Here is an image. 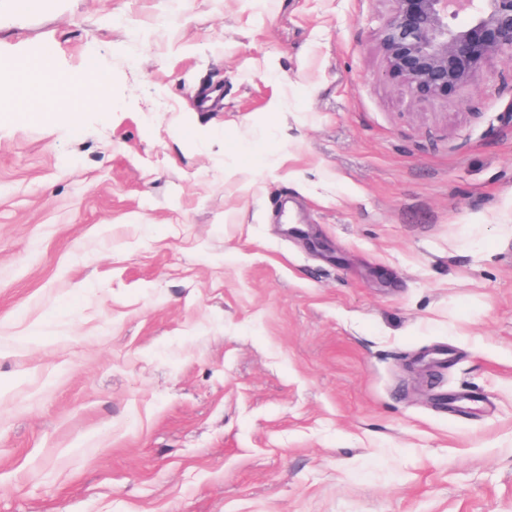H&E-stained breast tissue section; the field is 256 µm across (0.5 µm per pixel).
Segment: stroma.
Returning a JSON list of instances; mask_svg holds the SVG:
<instances>
[{
	"label": "stroma",
	"instance_id": "obj_1",
	"mask_svg": "<svg viewBox=\"0 0 512 512\" xmlns=\"http://www.w3.org/2000/svg\"><path fill=\"white\" fill-rule=\"evenodd\" d=\"M391 0H0V512H512V63ZM278 104L270 112V104ZM379 34L386 72L418 97L448 98L491 59H512V0H392ZM469 16L465 24L454 19ZM17 93V113L22 117L47 118L51 112L34 113L33 110H51L59 104L74 111L93 109L103 98L108 85L107 77L88 60L82 75L77 78L62 76L52 55H34L19 59L9 70L0 74Z\"/></svg>",
	"mask_w": 512,
	"mask_h": 512
}]
</instances>
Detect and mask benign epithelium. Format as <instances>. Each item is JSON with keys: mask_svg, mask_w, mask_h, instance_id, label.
<instances>
[{"mask_svg": "<svg viewBox=\"0 0 512 512\" xmlns=\"http://www.w3.org/2000/svg\"><path fill=\"white\" fill-rule=\"evenodd\" d=\"M379 34L386 72L418 97L446 98L496 57L512 59V0H392ZM469 16L456 24L460 14Z\"/></svg>", "mask_w": 512, "mask_h": 512, "instance_id": "obj_1", "label": "benign epithelium"}]
</instances>
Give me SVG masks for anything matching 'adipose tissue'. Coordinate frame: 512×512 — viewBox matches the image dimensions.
Returning a JSON list of instances; mask_svg holds the SVG:
<instances>
[{"instance_id":"1","label":"adipose tissue","mask_w":512,"mask_h":512,"mask_svg":"<svg viewBox=\"0 0 512 512\" xmlns=\"http://www.w3.org/2000/svg\"><path fill=\"white\" fill-rule=\"evenodd\" d=\"M0 80L17 93V112L31 116L36 110H50L67 105L74 111L93 109L104 97L106 76L95 62H87L81 76H62L51 55H34L19 59L9 70L0 73Z\"/></svg>"}]
</instances>
